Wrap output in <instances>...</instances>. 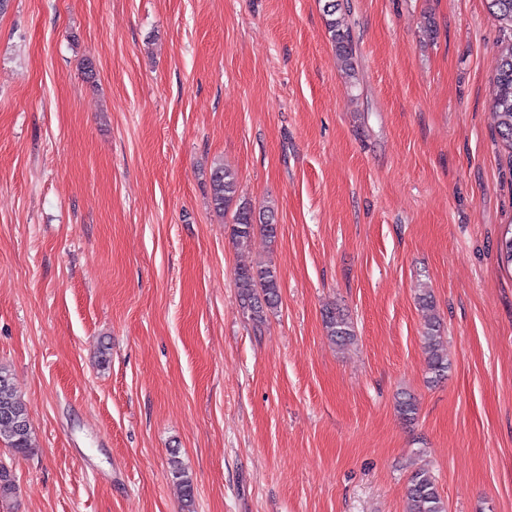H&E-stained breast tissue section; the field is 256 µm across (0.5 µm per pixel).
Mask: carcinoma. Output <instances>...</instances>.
I'll return each instance as SVG.
<instances>
[{"label": "carcinoma", "mask_w": 512, "mask_h": 512, "mask_svg": "<svg viewBox=\"0 0 512 512\" xmlns=\"http://www.w3.org/2000/svg\"><path fill=\"white\" fill-rule=\"evenodd\" d=\"M490 9L503 23L508 32L507 45L493 79L492 108L497 117V134L502 147L512 158V0H490ZM326 25L330 40L336 52L351 66L353 53L352 35L349 29L342 28L336 19L338 3L328 0L324 6ZM211 203L213 208L223 213L231 205H236L232 219V237L238 249L247 248L255 234L260 230L269 242L276 241L277 230L274 216L267 217L262 224H255L256 217L250 205L237 201L238 179L231 169L219 164L210 173ZM236 287L241 306L255 323L265 319L267 310L279 303V285L276 268L270 264L242 265L236 271ZM324 328L331 340L346 343L354 338V327L348 317L335 307H327L322 313ZM425 350L428 353L429 381L438 382L447 376L448 357L441 349L442 331L440 319L431 313L424 325L422 334ZM401 418L412 423L416 420L417 406L409 396H402L396 402ZM8 411L9 418L0 416V440L15 453L27 456L33 450L31 426L27 408L15 393L11 374L0 367V413ZM170 473L180 486L185 507L194 504V486L191 477L178 456L171 457ZM16 488V477L12 470L0 464V497L6 498ZM405 512H447L436 477L428 470L414 471L406 486Z\"/></svg>", "instance_id": "1"}]
</instances>
